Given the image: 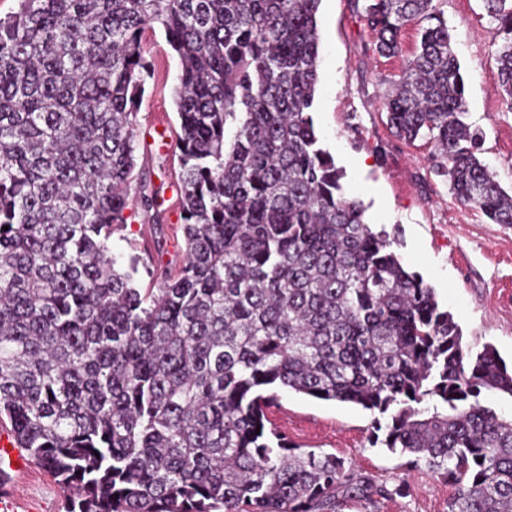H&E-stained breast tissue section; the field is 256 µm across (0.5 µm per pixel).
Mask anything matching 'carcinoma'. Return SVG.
<instances>
[{"label":"carcinoma","mask_w":512,"mask_h":512,"mask_svg":"<svg viewBox=\"0 0 512 512\" xmlns=\"http://www.w3.org/2000/svg\"><path fill=\"white\" fill-rule=\"evenodd\" d=\"M0 17V419L67 512H336L372 497L332 455L267 429L288 389L378 412L381 444L512 512V369L462 345L434 288L346 196L316 133L322 0H17ZM512 107V0H484ZM375 51L427 22L384 98L433 144L455 200L512 224L480 160L435 0H363ZM157 24L180 59L185 260L158 292L109 242L133 205L134 125Z\"/></svg>","instance_id":"1"}]
</instances>
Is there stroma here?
<instances>
[{"label":"stroma","mask_w":512,"mask_h":512,"mask_svg":"<svg viewBox=\"0 0 512 512\" xmlns=\"http://www.w3.org/2000/svg\"><path fill=\"white\" fill-rule=\"evenodd\" d=\"M465 85L468 122L482 135V160L500 185L512 190V110L498 77L492 23L483 0H438ZM421 22L400 35L402 53L378 55L355 0H322L320 51L313 117L320 141L345 172L348 197L360 200L365 219L396 241L410 270L435 288L472 350L492 345L512 366V226L490 223L459 205L433 171L434 148L426 139L408 143L387 125L383 97L418 45ZM143 49L152 62L136 118V182L162 187L155 209L133 205L110 247L119 262L139 259L137 285L155 288V272L178 267L185 243L175 182L179 123L173 89L180 61L163 31L147 29ZM375 415L362 407L281 391L268 415L272 429L297 447L335 455L368 479L377 493L341 502L336 512H448L453 487L426 467L375 445ZM31 512H66L68 494L41 468L22 480Z\"/></svg>","instance_id":"35a3bbf8"}]
</instances>
